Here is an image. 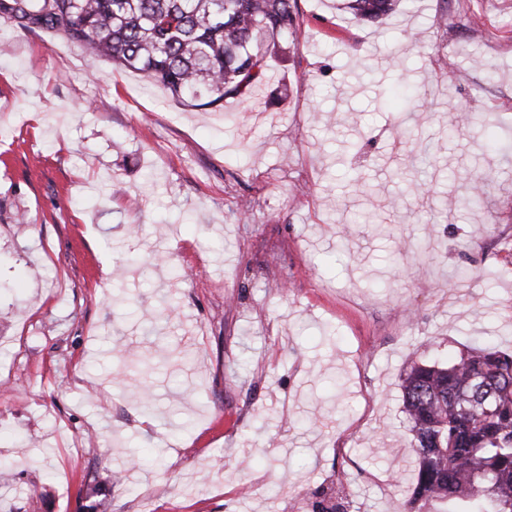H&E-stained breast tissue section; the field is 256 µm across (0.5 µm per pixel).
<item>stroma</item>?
<instances>
[{
	"mask_svg": "<svg viewBox=\"0 0 512 512\" xmlns=\"http://www.w3.org/2000/svg\"><path fill=\"white\" fill-rule=\"evenodd\" d=\"M295 24L253 104L195 108L0 17V512H397L404 372L512 351V0Z\"/></svg>",
	"mask_w": 512,
	"mask_h": 512,
	"instance_id": "1",
	"label": "stroma"
}]
</instances>
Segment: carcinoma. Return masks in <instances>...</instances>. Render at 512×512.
Wrapping results in <instances>:
<instances>
[{
    "instance_id": "obj_1",
    "label": "carcinoma",
    "mask_w": 512,
    "mask_h": 512,
    "mask_svg": "<svg viewBox=\"0 0 512 512\" xmlns=\"http://www.w3.org/2000/svg\"><path fill=\"white\" fill-rule=\"evenodd\" d=\"M296 0H0V14L53 32L100 59L140 73L176 99L250 103L267 79L276 39L295 28ZM398 0H347L358 22H379ZM490 150L512 159V132ZM417 474L410 512L433 501L466 512H512V355L480 340L453 362L414 364L402 376ZM314 512H346L323 498Z\"/></svg>"
}]
</instances>
